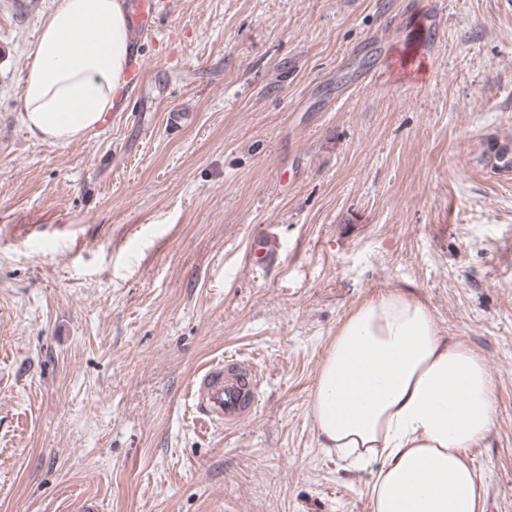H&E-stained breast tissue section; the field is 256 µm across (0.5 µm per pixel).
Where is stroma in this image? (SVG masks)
I'll list each match as a JSON object with an SVG mask.
<instances>
[{"mask_svg": "<svg viewBox=\"0 0 512 512\" xmlns=\"http://www.w3.org/2000/svg\"><path fill=\"white\" fill-rule=\"evenodd\" d=\"M168 2L123 110L49 143L18 112L58 0H0V512H370L309 402L397 288L493 376L470 456L512 512V172L482 161L512 145V0ZM227 355L258 404L206 428L191 381Z\"/></svg>", "mask_w": 512, "mask_h": 512, "instance_id": "obj_1", "label": "stroma"}]
</instances>
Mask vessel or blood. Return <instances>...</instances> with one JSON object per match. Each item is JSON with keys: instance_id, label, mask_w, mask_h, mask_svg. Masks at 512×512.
I'll return each mask as SVG.
<instances>
[{"instance_id": "1", "label": "vessel or blood", "mask_w": 512, "mask_h": 512, "mask_svg": "<svg viewBox=\"0 0 512 512\" xmlns=\"http://www.w3.org/2000/svg\"><path fill=\"white\" fill-rule=\"evenodd\" d=\"M164 9L162 0H128L134 36L140 38L154 31ZM191 395L199 419L210 425L233 427L251 417L259 397V382L246 364L227 356L197 373Z\"/></svg>"}]
</instances>
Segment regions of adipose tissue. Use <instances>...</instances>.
<instances>
[{"label":"adipose tissue","instance_id":"ef3b65f1","mask_svg":"<svg viewBox=\"0 0 512 512\" xmlns=\"http://www.w3.org/2000/svg\"><path fill=\"white\" fill-rule=\"evenodd\" d=\"M124 0H60L40 22L20 120L43 142L85 137L120 110L136 52ZM494 380L468 346L439 336L408 291L364 301L343 322L311 398L324 447L375 463L371 512H482L471 448L491 431Z\"/></svg>","mask_w":512,"mask_h":512}]
</instances>
